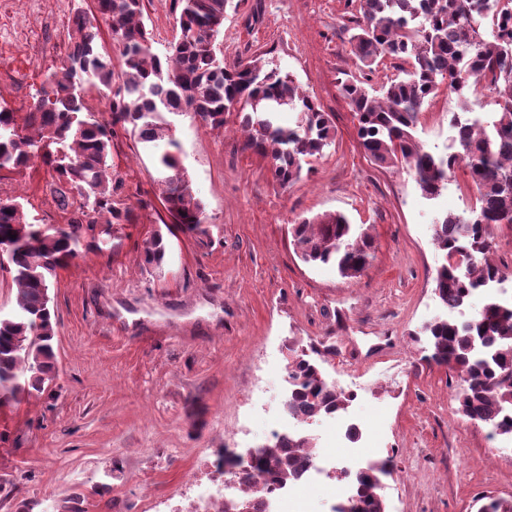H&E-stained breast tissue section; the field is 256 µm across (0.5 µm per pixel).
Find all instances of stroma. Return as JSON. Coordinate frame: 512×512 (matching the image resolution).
I'll list each match as a JSON object with an SVG mask.
<instances>
[{
    "label": "stroma",
    "mask_w": 512,
    "mask_h": 512,
    "mask_svg": "<svg viewBox=\"0 0 512 512\" xmlns=\"http://www.w3.org/2000/svg\"><path fill=\"white\" fill-rule=\"evenodd\" d=\"M85 0H0V94L27 111L67 46L71 7ZM157 52L176 29L172 0H144ZM359 0H230L221 48L226 61L261 55L293 75L327 112L335 142L310 159L287 187L268 159L241 148L236 122L223 131L171 116L181 160L209 219L207 232L165 231L161 267L145 265L143 242L168 214L160 173L136 136L118 133L112 149L123 188L115 200L135 220L112 227L103 248L83 244L57 272V374L37 396L0 405V481L22 493L10 512H37L52 497L61 512L83 493L86 512H145L170 500L198 512L196 499L171 500L190 476L222 479L224 449L245 453L266 442L276 412H250L246 397L263 380L270 398L285 389L288 348L326 353L325 376L357 396L342 426L317 420L307 433L317 456L351 448L390 461L385 512H477L483 496L512 500V440L457 413V376L425 358L416 337L443 310L435 295L442 256L434 222L474 201L462 172L434 200L409 171L375 166L357 137V120L339 90L356 73L344 26ZM456 95L440 92L419 115L416 136L432 152L452 144ZM33 159L0 179V195L24 196L28 217L65 218ZM346 214L373 239L361 277L311 266L288 227L297 217ZM359 425L356 441L345 423Z\"/></svg>",
    "instance_id": "35a3bbf8"
}]
</instances>
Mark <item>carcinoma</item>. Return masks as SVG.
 <instances>
[{
    "label": "carcinoma",
    "mask_w": 512,
    "mask_h": 512,
    "mask_svg": "<svg viewBox=\"0 0 512 512\" xmlns=\"http://www.w3.org/2000/svg\"><path fill=\"white\" fill-rule=\"evenodd\" d=\"M228 0H173L179 33L160 55L143 20L142 0H97L96 12L73 8L68 45L27 112L0 97V171L26 169L34 158L51 172V195L69 218L45 227L29 222L15 197H0V253L16 285L11 312L0 314V399L45 390L55 373L54 310L49 288L57 269L73 259L86 236L106 243L112 220L132 222L131 211L112 206L122 179L112 168V139L120 128L158 149L162 204L172 223L195 235L207 233L206 211L182 165L180 145L166 114H191L204 127L221 130L235 117L245 137L242 149L268 158L282 186L300 179L303 163L323 155L335 140L329 116L293 76L268 70L259 56L229 64L218 37ZM107 26L118 52H103L97 19ZM350 52L360 76L340 81L357 119L360 145L380 167L406 166L427 199L438 196L448 175L461 168L479 193L478 207L449 212L434 227L443 262L435 294L449 310L468 307L488 280H504L491 258L489 229L512 224V0H361L350 19ZM385 58L410 68L385 77L370 91L363 77ZM489 80L495 112L475 113L469 84ZM462 101L450 124L457 149L438 154L418 141L415 130L424 104L442 84ZM106 99L107 115L90 111L81 92ZM300 114L293 127L275 120L280 107ZM15 238H10V235ZM303 262L333 264L347 279L369 263L372 239L342 213H324L291 225ZM144 261L159 267L166 256L163 235L144 242ZM427 360L460 376L464 388L457 411L492 433L512 437V301L486 298L470 318L449 316L422 327ZM288 414L314 421L346 410L351 396L329 386L321 365L301 353L288 364ZM307 437L281 440L252 459L265 485L298 478L314 457ZM384 461L355 471V492L333 512H384Z\"/></svg>",
    "instance_id": "1"
}]
</instances>
